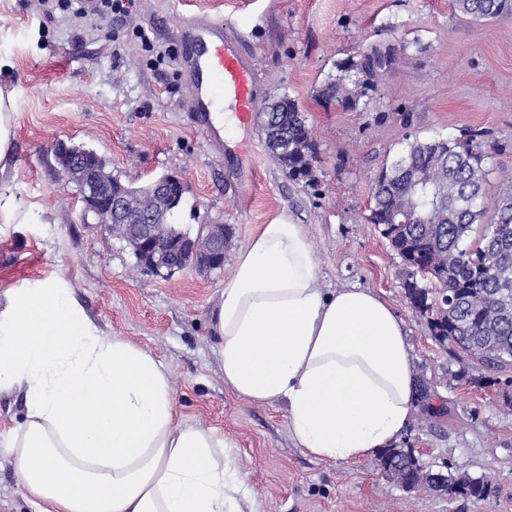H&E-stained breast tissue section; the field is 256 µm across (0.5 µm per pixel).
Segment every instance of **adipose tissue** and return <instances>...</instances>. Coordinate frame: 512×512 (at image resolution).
Masks as SVG:
<instances>
[{
	"label": "adipose tissue",
	"mask_w": 512,
	"mask_h": 512,
	"mask_svg": "<svg viewBox=\"0 0 512 512\" xmlns=\"http://www.w3.org/2000/svg\"><path fill=\"white\" fill-rule=\"evenodd\" d=\"M318 274L302 225H261L211 312L217 353L236 396L286 403L303 452L355 462L410 421L411 346L372 290L326 294ZM15 388L27 413L6 448L41 512H238L229 441L176 421L166 367L102 336L62 282L0 318V392Z\"/></svg>",
	"instance_id": "adipose-tissue-1"
}]
</instances>
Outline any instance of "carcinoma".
Returning <instances> with one entry per match:
<instances>
[{
  "label": "carcinoma",
  "instance_id": "carcinoma-1",
  "mask_svg": "<svg viewBox=\"0 0 512 512\" xmlns=\"http://www.w3.org/2000/svg\"><path fill=\"white\" fill-rule=\"evenodd\" d=\"M451 5L472 21L512 18V0H451ZM395 61L389 43L341 59L338 75L321 86L318 97L359 112ZM259 118L267 150L282 172L293 181L315 180L316 144L298 103L286 95L272 98ZM76 149L134 206L156 207L153 198L112 174L94 151ZM495 151L478 129L455 138H405L375 175L367 217L400 258L409 306L426 320L433 340L453 345L487 371L512 363V191L487 203V160ZM421 266L430 267L437 288L448 293V310H436L434 288L412 275L411 269ZM378 461L410 490L433 487L432 471L413 455L387 448ZM448 493L481 502L495 497L496 487L485 476L456 473Z\"/></svg>",
  "mask_w": 512,
  "mask_h": 512
}]
</instances>
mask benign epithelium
<instances>
[{"mask_svg": "<svg viewBox=\"0 0 512 512\" xmlns=\"http://www.w3.org/2000/svg\"><path fill=\"white\" fill-rule=\"evenodd\" d=\"M54 155L67 180L71 178L72 172L83 165V157L78 154L56 150ZM178 183V176L167 174L142 187L141 191L161 193ZM82 202L87 210L100 214L109 226L115 219L124 221L126 240L138 255L141 267L148 272L163 269L172 272L187 267L216 270L224 267L222 224L204 225L203 238L183 231L175 232L164 224L152 223L147 215L127 211L125 195L115 193L111 182L91 175L86 176Z\"/></svg>", "mask_w": 512, "mask_h": 512, "instance_id": "1", "label": "benign epithelium"}]
</instances>
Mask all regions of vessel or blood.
Returning a JSON list of instances; mask_svg holds the SVG:
<instances>
[{
  "mask_svg": "<svg viewBox=\"0 0 512 512\" xmlns=\"http://www.w3.org/2000/svg\"><path fill=\"white\" fill-rule=\"evenodd\" d=\"M178 75L185 104L194 122L215 146H223L224 131L214 113L231 107L239 125L252 121L257 108L256 78L251 59L239 41L225 32L223 19L196 14L183 20Z\"/></svg>",
  "mask_w": 512,
  "mask_h": 512,
  "instance_id": "obj_1",
  "label": "vessel or blood"
}]
</instances>
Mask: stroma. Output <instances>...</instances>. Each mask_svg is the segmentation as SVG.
I'll return each instance as SVG.
<instances>
[{"label": "stroma", "mask_w": 512, "mask_h": 512, "mask_svg": "<svg viewBox=\"0 0 512 512\" xmlns=\"http://www.w3.org/2000/svg\"><path fill=\"white\" fill-rule=\"evenodd\" d=\"M197 12L231 20L254 62L259 100L288 95L306 112L317 145L315 181L289 180L270 157L259 121L232 126L215 147L194 125L176 77L177 29ZM378 42L397 62L361 112L316 95L337 61ZM165 60H157V49ZM0 89L15 103L13 141L0 159V313L12 293L63 281L102 335L119 337L168 369L177 420L234 444L243 512H512V407L503 384L471 378L478 365L431 339L409 308L400 260L367 216L374 175L405 136L487 131L502 146L488 165L489 197L512 184V18L475 22L450 0H136L131 14L76 26L37 0H0ZM413 115L402 127L399 112ZM65 141L93 149L113 174L139 184L181 177L175 223L224 224V267L142 272L127 243L84 209L53 153ZM284 214L302 224L319 264L317 288L372 289L404 321L413 369L447 411L414 410L398 442L435 472L493 479L498 493L473 502L406 491L378 466L319 460L295 445L285 403H251L224 386L210 310L238 250Z\"/></svg>", "instance_id": "obj_1"}]
</instances>
